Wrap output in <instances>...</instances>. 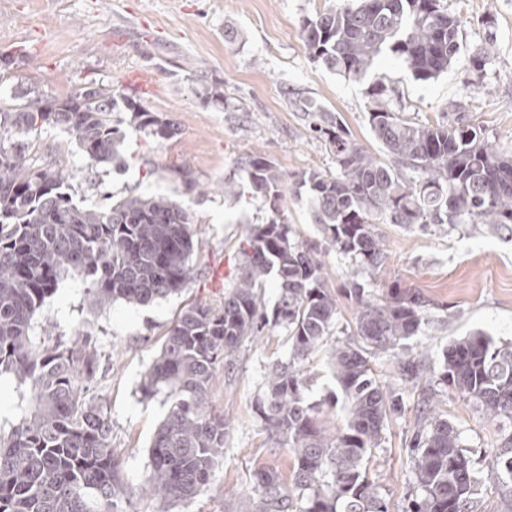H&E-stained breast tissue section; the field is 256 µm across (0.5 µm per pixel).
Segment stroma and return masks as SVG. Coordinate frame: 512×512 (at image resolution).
<instances>
[{
    "mask_svg": "<svg viewBox=\"0 0 512 512\" xmlns=\"http://www.w3.org/2000/svg\"><path fill=\"white\" fill-rule=\"evenodd\" d=\"M332 0H0V91L39 89L62 98L92 84L141 97L144 105L173 122V139L145 136L124 127L125 169L96 173L62 129L34 136L38 153L76 170L74 185L87 203L129 194L166 195L185 202L193 214L198 273L179 293L147 306L115 302L90 309L81 283L66 280L46 299L37 321H50L52 340L70 342L76 330L92 333L103 357L94 394L112 419V446L127 495L121 512H159L144 487L151 462L148 448L163 420V396H144L141 380L157 356L164 335L193 302L218 304L224 291L209 285L212 259L224 261L225 275L237 267L239 245L250 225L261 223V201L224 198L225 175L249 153L260 151L281 170L334 171L325 142L313 137L294 99L309 98L338 114L349 138L373 154L383 152L367 121L369 83L387 77L415 122L446 119L449 103H460L469 120L483 127L499 151L512 152V0H447L460 20V52L446 73L414 80L400 60L382 54L366 79L348 81L313 62L301 39L304 17ZM491 55L483 70L473 57L484 43ZM220 87L235 111L210 99ZM188 168L210 186L202 196L185 194L176 168ZM284 210L301 241L328 267L330 282L343 288L350 268L314 224L306 201L284 195ZM386 259L373 281L376 298L391 288H411L431 304L432 317L418 340L430 363L448 345L481 332L512 343V231L489 233L482 224H439L423 232L380 225ZM287 353L285 336L275 331L260 343L245 344L235 370H217L210 401L230 419L224 457L209 484L169 512H238L253 495L254 471L273 469L291 481L293 453L271 440L255 403L270 363ZM439 403L462 433L469 455L481 460L494 452L512 424L492 418L452 387H441ZM415 400L388 422L370 476L402 512L413 483L408 443L415 431Z\"/></svg>",
    "mask_w": 512,
    "mask_h": 512,
    "instance_id": "stroma-1",
    "label": "stroma"
}]
</instances>
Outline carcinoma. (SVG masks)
Listing matches in <instances>:
<instances>
[{"instance_id": "1", "label": "carcinoma", "mask_w": 512, "mask_h": 512, "mask_svg": "<svg viewBox=\"0 0 512 512\" xmlns=\"http://www.w3.org/2000/svg\"><path fill=\"white\" fill-rule=\"evenodd\" d=\"M310 58L348 80L364 78L385 50L417 81L436 79L460 50L459 22L446 0H336L301 24ZM393 89L379 78L367 120L386 158L350 139L339 116L308 99L295 107L329 145L336 173L309 170L294 194L336 254L355 265L343 295L352 320L340 327L341 302L330 273L301 241L282 208L286 174L260 153L242 161L245 180L224 177L227 199L264 203L266 218L239 246L224 303H194L167 331L141 383L168 410L150 446L145 487L162 505L186 501L208 484L224 457L228 420L209 403L216 370L234 368L241 347L275 328L286 331L288 357L268 367L256 410L269 437L294 453L291 486L274 470L253 474L258 497L249 512H390L370 477L389 418L419 390L418 431L410 442L413 493L403 512H479L478 487L512 493V433L477 468L459 431L439 411L437 391L459 390L488 415L512 423V344L475 334L455 340L438 374L426 375L409 341L430 303L410 288L385 299L371 290L382 268L379 224H512V156L489 144L482 127L458 116L436 124L401 116ZM115 112L124 113L120 122ZM126 123L155 138L177 135L173 123L136 97L103 84L49 99L18 87L0 96V377L28 386L8 433L0 432V512H119L124 486L112 450V421L87 396L101 354L87 332L50 345L34 334V316L59 284L80 282L92 308L121 300L148 305L179 292L197 274L188 205L165 195H129L106 209L76 199L75 173L55 161L40 166L29 137L45 127L69 133L90 165L125 167ZM273 307L265 303L270 279ZM326 350L339 393L305 398L304 362ZM393 357L401 385L382 388L369 359ZM343 402L345 424L328 427L324 407Z\"/></svg>"}]
</instances>
